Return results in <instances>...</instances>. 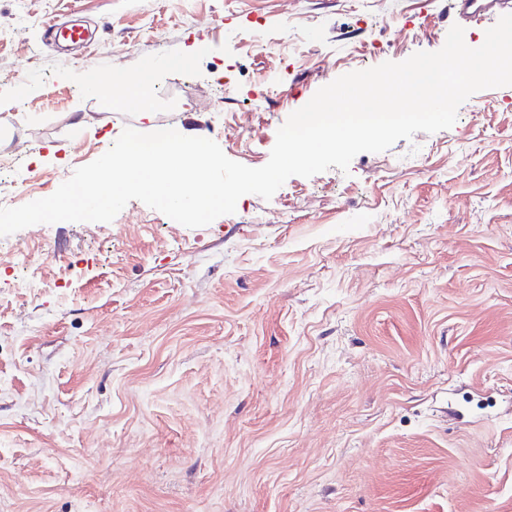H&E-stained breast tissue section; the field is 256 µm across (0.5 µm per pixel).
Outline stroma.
Here are the masks:
<instances>
[{
    "instance_id": "1",
    "label": "stroma",
    "mask_w": 512,
    "mask_h": 512,
    "mask_svg": "<svg viewBox=\"0 0 512 512\" xmlns=\"http://www.w3.org/2000/svg\"><path fill=\"white\" fill-rule=\"evenodd\" d=\"M91 39L62 49L50 25ZM448 0H0V205L141 129L265 165L346 73L443 47ZM275 79L273 99L214 73ZM0 512H512V86L454 126L185 227L0 236ZM153 76L149 70H144L133 78H116L112 74L102 79L94 78L86 87L91 95L103 96L112 90V86H118L120 90L133 99L143 102V106H148V96L152 90Z\"/></svg>"
}]
</instances>
